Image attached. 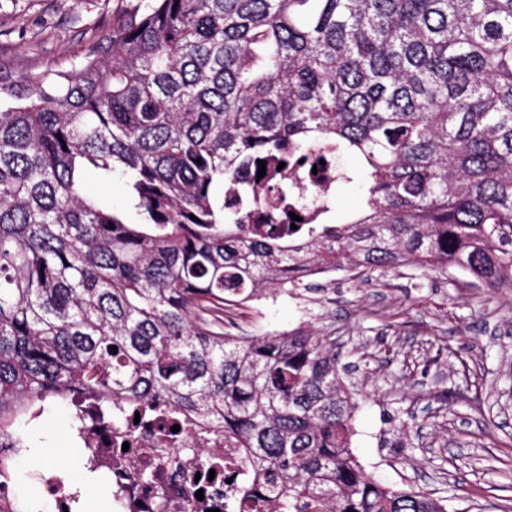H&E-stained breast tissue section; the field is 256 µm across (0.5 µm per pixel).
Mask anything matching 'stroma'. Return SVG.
Segmentation results:
<instances>
[{
    "mask_svg": "<svg viewBox=\"0 0 512 512\" xmlns=\"http://www.w3.org/2000/svg\"><path fill=\"white\" fill-rule=\"evenodd\" d=\"M151 0H0V84L74 70ZM229 333L313 327L336 342L358 393L351 446L386 485L446 500L450 512H512V288L467 272L400 267L340 271L316 294L232 310ZM45 449L19 459L42 472L74 467L69 416L39 420Z\"/></svg>",
    "mask_w": 512,
    "mask_h": 512,
    "instance_id": "35a3bbf8",
    "label": "stroma"
}]
</instances>
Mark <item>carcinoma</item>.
I'll list each match as a JSON object with an SVG mask.
<instances>
[{"label": "carcinoma", "mask_w": 512, "mask_h": 512, "mask_svg": "<svg viewBox=\"0 0 512 512\" xmlns=\"http://www.w3.org/2000/svg\"><path fill=\"white\" fill-rule=\"evenodd\" d=\"M21 99L0 107V512H49L14 459L77 396L224 427L261 475L248 512H447L366 473L324 337L234 336L224 311L311 289L304 267L512 284V0H155ZM342 156L360 215L328 224L311 188L307 241L244 231L279 163ZM89 183L97 188H100L110 198H112V205L118 208H127L129 206V198L125 189V181L119 175H114L112 178V186H102L95 176H89Z\"/></svg>", "instance_id": "carcinoma-1"}]
</instances>
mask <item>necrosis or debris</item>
Masks as SVG:
<instances>
[{
	"label": "necrosis or debris",
	"mask_w": 512,
	"mask_h": 512,
	"mask_svg": "<svg viewBox=\"0 0 512 512\" xmlns=\"http://www.w3.org/2000/svg\"><path fill=\"white\" fill-rule=\"evenodd\" d=\"M336 167L286 168L283 182L289 193L269 199L282 224H291L300 188L318 185L324 193L335 186ZM113 412L139 415L125 426L88 422L69 435L84 452L88 470L107 478L112 486L113 512H241L243 497L256 475L237 440L210 423L182 411L157 407L145 412L142 403L120 398ZM218 476H210L213 464ZM150 471V484L137 482Z\"/></svg>",
	"instance_id": "1"
}]
</instances>
